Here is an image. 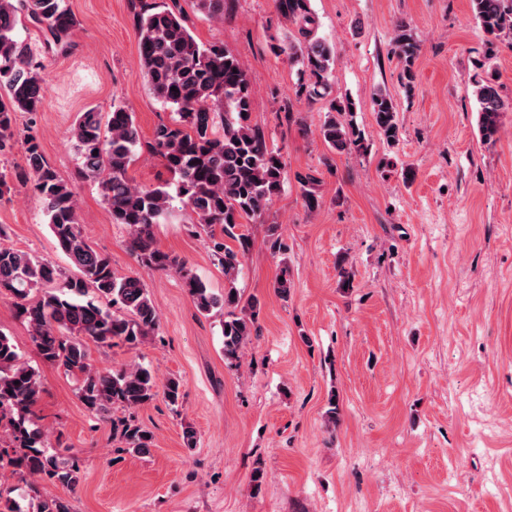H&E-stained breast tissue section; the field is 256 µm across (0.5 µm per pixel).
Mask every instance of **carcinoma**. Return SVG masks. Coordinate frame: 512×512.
Listing matches in <instances>:
<instances>
[{"instance_id": "cac0c4a2", "label": "carcinoma", "mask_w": 512, "mask_h": 512, "mask_svg": "<svg viewBox=\"0 0 512 512\" xmlns=\"http://www.w3.org/2000/svg\"><path fill=\"white\" fill-rule=\"evenodd\" d=\"M473 15L491 39L512 33V0H470ZM198 9L224 18V0H196ZM280 13L297 26V35L270 37V50L298 66L296 94L327 98L332 93L334 64L331 46L317 36L309 0H278ZM47 34V42L64 48L79 22L65 0H0V154L11 148L16 115H35L46 104L45 74L28 44L15 37L21 18ZM138 34L140 76L158 101L174 112L169 122L158 123L147 151L170 174L164 184H137L130 169L142 149L134 113L122 105L110 112H81L70 128V140L82 160L81 174L98 180L112 223L129 230L126 247L136 261L151 271H175L197 311L208 316L224 311V357L235 360L241 349L259 335L260 302L248 311L235 309L240 295L235 281L250 240L236 229L261 218L287 179L281 151L267 144L265 134L251 123L253 89L239 58L224 42L196 40L181 13L147 0L134 15ZM420 43L405 24L395 29L392 54L400 66V85L408 94L415 89L414 62ZM478 105V131L483 142L496 141L501 114L512 109L491 72L474 83ZM372 112L382 138L398 142L400 127L393 97L382 90L372 97ZM321 135L336 153H363L361 134L331 116ZM25 165L15 178L32 183L57 246L78 271L64 277L49 262L0 243V295L13 300L30 328L41 358L64 369L77 381V396L93 414H105L117 405L139 409L163 393L168 405L178 408L181 384L176 378L159 383L153 370L141 364L118 370L96 368L88 343L111 348H135L158 326V315L141 276L118 277L108 255L91 247L82 231L76 193L45 160L33 135L25 137ZM308 209L318 207L315 186L319 179L297 176ZM189 209L192 223L206 233L214 260L224 271L228 288L217 294L187 263L155 246L154 226L169 217L172 196ZM94 289L98 300L87 298ZM42 392L38 372L26 364L11 338L0 332V416L16 451L9 464L29 476L75 488L81 478L76 459L49 454L45 434L32 420ZM112 431L127 449L147 455L152 433L133 416L112 422ZM32 512H72L60 497L30 503Z\"/></svg>"}]
</instances>
